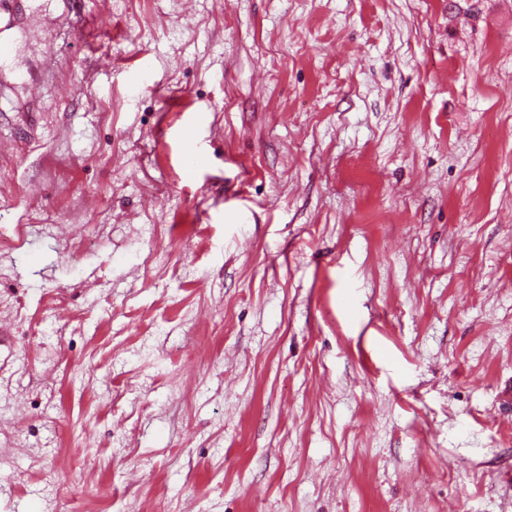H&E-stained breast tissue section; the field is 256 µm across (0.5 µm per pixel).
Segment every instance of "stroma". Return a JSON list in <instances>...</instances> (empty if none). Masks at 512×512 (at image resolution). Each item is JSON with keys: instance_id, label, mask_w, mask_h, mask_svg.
Here are the masks:
<instances>
[{"instance_id": "1", "label": "stroma", "mask_w": 512, "mask_h": 512, "mask_svg": "<svg viewBox=\"0 0 512 512\" xmlns=\"http://www.w3.org/2000/svg\"><path fill=\"white\" fill-rule=\"evenodd\" d=\"M0 37V512H512V0ZM182 141V163L190 172L205 168L209 163L207 152L201 148L196 134L191 126H185L180 131Z\"/></svg>"}]
</instances>
